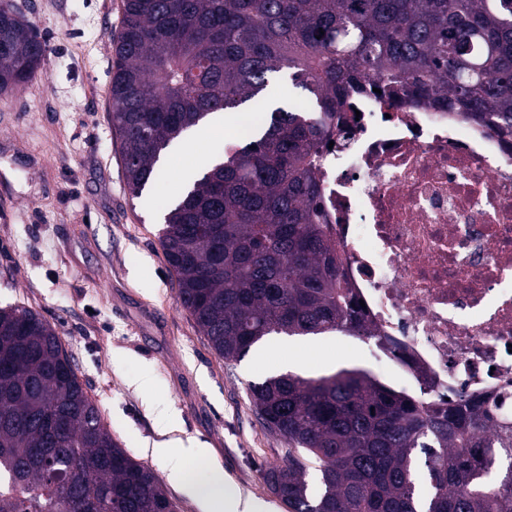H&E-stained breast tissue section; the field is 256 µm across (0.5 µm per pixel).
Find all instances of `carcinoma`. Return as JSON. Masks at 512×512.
Returning <instances> with one entry per match:
<instances>
[{"label":"carcinoma","mask_w":512,"mask_h":512,"mask_svg":"<svg viewBox=\"0 0 512 512\" xmlns=\"http://www.w3.org/2000/svg\"><path fill=\"white\" fill-rule=\"evenodd\" d=\"M110 121L135 197L163 153L209 115L259 108L248 140L163 202L159 244L178 298L214 351L340 332L380 342L316 221L312 158L336 105L374 74L390 105L443 101L512 136V0H123ZM46 55L0 0V94ZM290 83L311 102L271 107ZM361 367L249 385L260 423L288 442L264 479L289 512H512V443L488 409L439 406ZM505 470L492 474L496 456ZM314 465L317 486L307 480ZM0 512H177L112 438L55 329L0 307Z\"/></svg>","instance_id":"1"}]
</instances>
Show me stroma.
<instances>
[{
	"label": "stroma",
	"instance_id": "stroma-1",
	"mask_svg": "<svg viewBox=\"0 0 512 512\" xmlns=\"http://www.w3.org/2000/svg\"><path fill=\"white\" fill-rule=\"evenodd\" d=\"M123 0H15L48 52L34 79L0 97V306L38 312L60 337L112 436L153 470L178 512H206L170 485L155 443L197 438L243 492L287 512L263 475L288 444L257 420L248 386L286 370L375 369L371 343L341 333L277 336L238 361L215 353L177 298L159 214L126 185L109 117ZM211 147H172L159 191L176 194Z\"/></svg>",
	"mask_w": 512,
	"mask_h": 512
}]
</instances>
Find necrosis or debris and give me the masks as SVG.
I'll return each instance as SVG.
<instances>
[{
	"mask_svg": "<svg viewBox=\"0 0 512 512\" xmlns=\"http://www.w3.org/2000/svg\"><path fill=\"white\" fill-rule=\"evenodd\" d=\"M377 77L339 106L317 209L375 358L433 399L512 416V138L447 106L386 111Z\"/></svg>",
	"mask_w": 512,
	"mask_h": 512,
	"instance_id": "1",
	"label": "necrosis or debris"
}]
</instances>
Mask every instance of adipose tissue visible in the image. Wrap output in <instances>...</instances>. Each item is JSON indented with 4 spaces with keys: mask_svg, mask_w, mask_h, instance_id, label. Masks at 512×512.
Here are the masks:
<instances>
[{
    "mask_svg": "<svg viewBox=\"0 0 512 512\" xmlns=\"http://www.w3.org/2000/svg\"><path fill=\"white\" fill-rule=\"evenodd\" d=\"M156 456L167 463L170 483L193 489L209 507L208 512H263L265 505L256 497L243 494L220 470H213L209 482L198 484L191 478V466L211 458L207 443L176 438L157 443Z\"/></svg>",
    "mask_w": 512,
    "mask_h": 512,
    "instance_id": "adipose-tissue-1",
    "label": "adipose tissue"
}]
</instances>
